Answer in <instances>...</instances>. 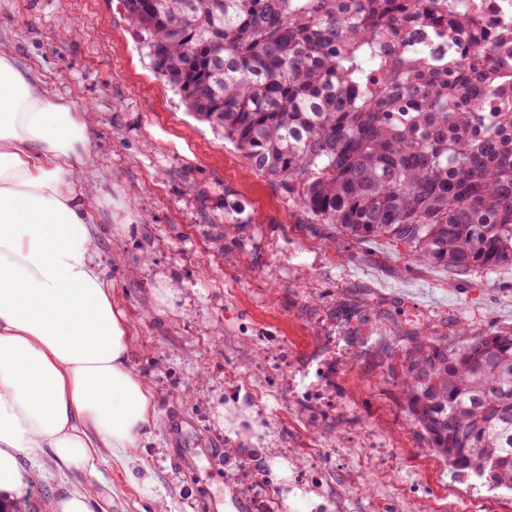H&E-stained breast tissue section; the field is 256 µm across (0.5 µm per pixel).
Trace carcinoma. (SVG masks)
Masks as SVG:
<instances>
[{"instance_id": "1", "label": "carcinoma", "mask_w": 512, "mask_h": 512, "mask_svg": "<svg viewBox=\"0 0 512 512\" xmlns=\"http://www.w3.org/2000/svg\"><path fill=\"white\" fill-rule=\"evenodd\" d=\"M153 72L310 224L453 275L512 266V29L448 0H123ZM459 27L466 56L446 50ZM336 318L353 331L361 311ZM406 412L512 491V327L409 334Z\"/></svg>"}]
</instances>
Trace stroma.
<instances>
[{"mask_svg": "<svg viewBox=\"0 0 512 512\" xmlns=\"http://www.w3.org/2000/svg\"><path fill=\"white\" fill-rule=\"evenodd\" d=\"M0 49L85 115L99 260L154 406L147 440L95 472L42 456L9 512L70 492L96 512H512L429 449L400 379L410 327H512V266L451 276L305 223L151 71L122 0H0Z\"/></svg>", "mask_w": 512, "mask_h": 512, "instance_id": "1", "label": "stroma"}]
</instances>
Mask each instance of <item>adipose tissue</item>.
Wrapping results in <instances>:
<instances>
[{"label":"adipose tissue","instance_id":"adipose-tissue-1","mask_svg":"<svg viewBox=\"0 0 512 512\" xmlns=\"http://www.w3.org/2000/svg\"><path fill=\"white\" fill-rule=\"evenodd\" d=\"M92 155L82 113L0 52V492L48 451L93 469L98 449L139 447L152 422L76 178Z\"/></svg>","mask_w":512,"mask_h":512}]
</instances>
